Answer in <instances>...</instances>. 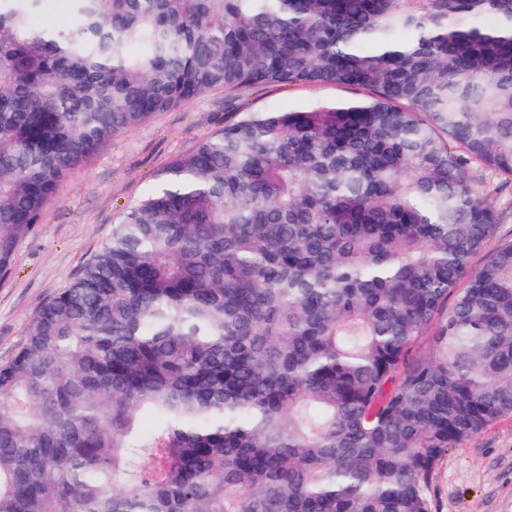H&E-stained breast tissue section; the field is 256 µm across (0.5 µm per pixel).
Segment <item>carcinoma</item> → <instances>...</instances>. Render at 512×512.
I'll list each match as a JSON object with an SVG mask.
<instances>
[{
    "label": "carcinoma",
    "mask_w": 512,
    "mask_h": 512,
    "mask_svg": "<svg viewBox=\"0 0 512 512\" xmlns=\"http://www.w3.org/2000/svg\"><path fill=\"white\" fill-rule=\"evenodd\" d=\"M68 2L38 32L0 0V279L117 133L215 88L364 97L161 170L0 365V512H431L512 413V240L469 266L500 221L469 168L512 174V0Z\"/></svg>",
    "instance_id": "carcinoma-1"
}]
</instances>
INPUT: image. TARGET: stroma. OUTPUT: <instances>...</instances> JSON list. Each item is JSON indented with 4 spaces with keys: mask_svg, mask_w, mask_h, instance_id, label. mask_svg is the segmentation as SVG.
<instances>
[{
    "mask_svg": "<svg viewBox=\"0 0 512 512\" xmlns=\"http://www.w3.org/2000/svg\"><path fill=\"white\" fill-rule=\"evenodd\" d=\"M358 96L346 87L304 83L256 84L230 96L212 89L113 136L71 171L39 223L18 242L12 273L0 280V362L23 342L39 308L78 276L113 224L173 159L242 113L300 110ZM469 174L480 195L505 214L473 257L477 268L501 242L512 239V176L476 164ZM426 494L432 512H512V414L450 449L435 466Z\"/></svg>",
    "mask_w": 512,
    "mask_h": 512,
    "instance_id": "obj_1",
    "label": "stroma"
}]
</instances>
